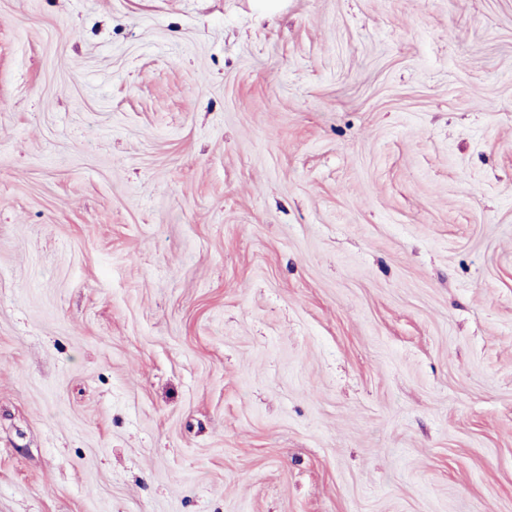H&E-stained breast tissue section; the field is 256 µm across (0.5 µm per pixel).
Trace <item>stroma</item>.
<instances>
[{"label":"stroma","instance_id":"obj_1","mask_svg":"<svg viewBox=\"0 0 512 512\" xmlns=\"http://www.w3.org/2000/svg\"><path fill=\"white\" fill-rule=\"evenodd\" d=\"M0 512H512V0H0Z\"/></svg>","mask_w":512,"mask_h":512}]
</instances>
